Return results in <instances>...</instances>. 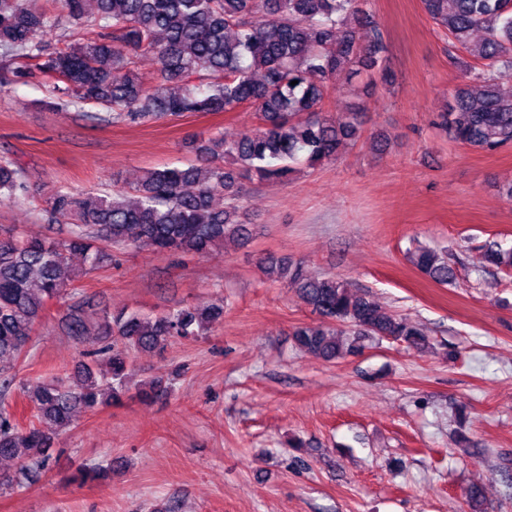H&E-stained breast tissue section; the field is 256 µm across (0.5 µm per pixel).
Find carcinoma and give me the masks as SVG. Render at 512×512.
Segmentation results:
<instances>
[{
    "mask_svg": "<svg viewBox=\"0 0 512 512\" xmlns=\"http://www.w3.org/2000/svg\"><path fill=\"white\" fill-rule=\"evenodd\" d=\"M76 29L98 28L78 41L49 51L30 40L54 21L34 0H0L1 84L43 79L53 101L95 104L102 121L145 124L193 112L255 109L256 127L233 139L222 134L193 144L199 162L144 172L132 192L74 191L60 187L46 198L53 224L69 225L62 241L15 235L0 237V359L19 358L35 322L49 305L71 294L74 279L98 267L102 245L147 248L157 253L204 258L213 248L252 234L237 220L233 202L257 180H286L298 171L333 161L362 136L360 108L324 110L334 93L331 80L346 70L358 75L383 69L384 32L367 10V0H60ZM424 10L451 44L468 52L469 85L450 92L445 111L434 118L454 141L484 151L512 147V94L500 92L497 73L512 70V0H422ZM481 33L477 43L471 37ZM153 55L157 80L145 84L132 69L130 53ZM297 84H292V81ZM30 196L23 172L0 160V203ZM231 201L226 206L224 200ZM79 252L84 269L63 275L67 255ZM488 262L512 270V247L493 243ZM418 270L439 284L455 280L448 259L429 248L410 255ZM296 288L319 316L296 327L302 351L332 362L356 355L370 339H389L409 348H430L413 319L382 311L366 292H355L335 275L310 277L285 260L264 258ZM224 306L180 308L158 315L106 310L97 328L112 352L111 372L101 377L84 362L76 387L34 381L21 387L35 422L20 427L0 401V458L18 460L15 473L0 474V493L20 478L49 468L55 438L74 425L75 410L117 403L131 390L135 373L130 352L162 350L174 338L199 336L220 319ZM90 320L80 306L69 329L82 334ZM24 448L39 454L26 456Z\"/></svg>",
    "mask_w": 512,
    "mask_h": 512,
    "instance_id": "cac0c4a2",
    "label": "carcinoma"
}]
</instances>
